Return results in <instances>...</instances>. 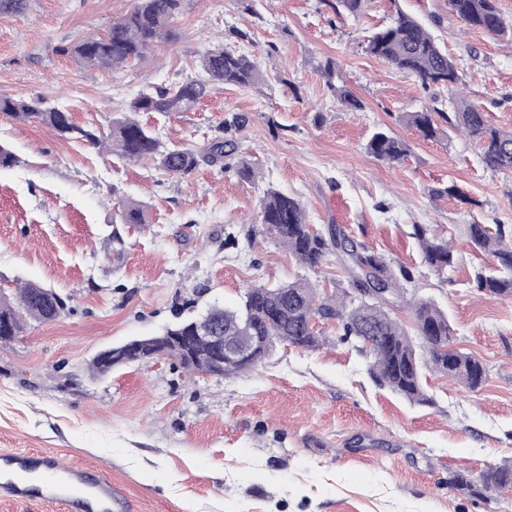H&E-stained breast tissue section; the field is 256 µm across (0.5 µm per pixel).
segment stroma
I'll return each mask as SVG.
<instances>
[{
	"mask_svg": "<svg viewBox=\"0 0 512 512\" xmlns=\"http://www.w3.org/2000/svg\"><path fill=\"white\" fill-rule=\"evenodd\" d=\"M129 6L29 0L25 14L0 16V97L50 98L105 133L138 93L200 76L203 51L221 41L255 59L265 81L214 85L188 112L141 114L165 143L193 149L245 117L228 164L183 178L36 124L0 122V143L17 158L0 169V296L32 282L68 303L58 320L29 322L0 343V450L108 473L131 512H512V491L481 499L448 485L451 471L512 460V299L475 287L484 259L462 231L512 225V172L488 169L458 132L426 140L406 125L402 113L434 98L450 106V95L372 57L364 39L395 8L418 16L455 59L467 97L503 130H512V40L468 28L448 0H367L361 15L340 19L323 0H186L178 42L122 70L59 53ZM328 65L361 109L336 100ZM380 128L410 145L404 162L368 154ZM240 161L254 178L238 174ZM270 188L299 198L312 228L341 225L408 267L411 290L447 312L457 347L485 364L484 386L473 392L428 370V403H410L380 387L365 356L339 341L337 322L321 319L320 348L280 345L230 378L192 377L168 358L92 376L100 350L160 335L214 304L236 306L249 286L301 275L335 291L345 279L336 258L306 270L273 239L233 244L241 227L259 224ZM122 198L144 207L146 223H116ZM416 224L451 241L458 261L447 278L422 263ZM115 235L124 250L106 256Z\"/></svg>",
	"mask_w": 512,
	"mask_h": 512,
	"instance_id": "35a3bbf8",
	"label": "stroma"
}]
</instances>
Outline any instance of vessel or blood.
<instances>
[{
	"label": "vessel or blood",
	"mask_w": 512,
	"mask_h": 512,
	"mask_svg": "<svg viewBox=\"0 0 512 512\" xmlns=\"http://www.w3.org/2000/svg\"><path fill=\"white\" fill-rule=\"evenodd\" d=\"M0 493L65 505L68 512H126L125 498L101 471L69 466L53 454L0 451Z\"/></svg>",
	"instance_id": "vessel-or-blood-1"
}]
</instances>
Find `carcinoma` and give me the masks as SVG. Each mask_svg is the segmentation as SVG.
I'll return each mask as SVG.
<instances>
[{"mask_svg": "<svg viewBox=\"0 0 512 512\" xmlns=\"http://www.w3.org/2000/svg\"><path fill=\"white\" fill-rule=\"evenodd\" d=\"M29 0H0V16L25 13ZM336 17L357 16L367 0H325ZM185 0H132L131 7L103 35L87 36L59 51L77 63L103 70H117L139 60L156 45L179 39L176 19ZM448 9L461 22L489 35L505 36L509 28L498 0H448ZM365 49L398 70L414 74L423 88L443 86L458 90L462 76L455 60L443 50L433 35L414 16L396 9L392 21L366 37ZM202 78L188 79L140 93L128 105L127 115L112 122L108 134L78 125L69 110L59 104L0 97V120L44 124L63 139L95 146L125 162L152 159L163 171L185 176L203 163L215 164L237 151L232 131L243 128L245 120L224 123L221 134L211 138L202 152L169 146L150 127L136 118L141 112L169 115L193 109L215 84L250 89L263 80L258 64L246 55L222 44L205 51L200 59ZM337 100L350 110L362 108L361 101L344 85L329 83ZM403 121L424 139L446 135V129L465 133L481 151L483 163L494 171L512 170V130L488 124L484 112L458 96L452 110L437 106L405 112ZM376 160L393 164L409 153V145L393 133L379 130L367 143ZM261 229L245 231L250 240L262 232L276 242L300 266L315 268L334 254L345 265L347 285L339 292L322 296L307 279L299 277L276 286L253 285L235 310L212 306L204 313L180 321L182 325L221 324L226 336H269L273 343L316 349L323 340L313 331L317 318L336 319L341 326L339 340L351 342L365 352L371 375L379 385L412 403L425 404L422 372L429 366L458 381L472 391L487 380L485 364L471 353L454 346V330L431 299L409 294L404 284L413 273L401 267L393 270L386 257L365 243L349 237L342 229L330 228L329 235L315 233L306 222L299 199L269 191L261 203ZM117 218L122 224L145 223L143 207L132 201L117 202ZM464 234L492 263L474 273L475 287L495 296L512 297V226L466 224ZM422 262L440 278L453 268L457 256L448 242L439 238L427 224L412 225ZM411 312L415 334H410L395 311ZM66 309L65 299L56 291L36 283L17 288L16 302L0 298V320H10L7 338L19 335L27 321L51 322ZM429 337L424 342L423 337ZM453 489L473 497H485L512 488V463L491 466L478 474L457 471L449 479Z\"/></svg>", "mask_w": 512, "mask_h": 512, "instance_id": "carcinoma-1", "label": "carcinoma"}]
</instances>
